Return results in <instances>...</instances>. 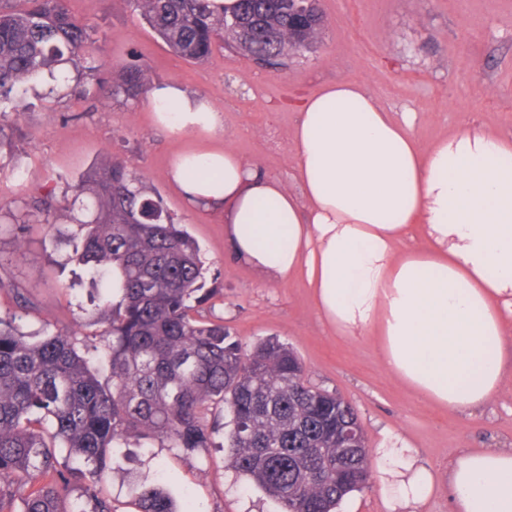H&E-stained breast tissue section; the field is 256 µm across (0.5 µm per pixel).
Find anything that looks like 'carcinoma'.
Here are the masks:
<instances>
[{"label":"carcinoma","instance_id":"carcinoma-1","mask_svg":"<svg viewBox=\"0 0 512 512\" xmlns=\"http://www.w3.org/2000/svg\"><path fill=\"white\" fill-rule=\"evenodd\" d=\"M174 53L205 60L234 44L251 59L277 65L307 51L324 28L319 7L302 29L288 20L289 0H239L231 18L210 0H126ZM68 0H0V134L29 91L84 93L92 28ZM72 63L76 75L59 66ZM154 85L144 64L123 66L92 94L137 101ZM88 200L89 219L67 262L90 286L112 288L94 311L101 341H78L45 323L26 334L33 309L16 287V309L0 313V512H113L106 486L119 472L137 512H181L160 485H146L112 448L155 441L167 448L227 451L231 467L275 499L281 512H334L371 477L365 434L352 405L308 385L302 363L276 337L249 351L222 322L198 319L203 289L197 242L119 158L107 157L70 186ZM107 363L112 385L98 376ZM224 433L218 443L215 436ZM21 500L22 509L14 508Z\"/></svg>","mask_w":512,"mask_h":512}]
</instances>
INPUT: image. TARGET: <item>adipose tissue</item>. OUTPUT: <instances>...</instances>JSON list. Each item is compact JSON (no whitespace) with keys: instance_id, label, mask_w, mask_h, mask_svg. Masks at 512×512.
<instances>
[{"instance_id":"obj_1","label":"adipose tissue","mask_w":512,"mask_h":512,"mask_svg":"<svg viewBox=\"0 0 512 512\" xmlns=\"http://www.w3.org/2000/svg\"><path fill=\"white\" fill-rule=\"evenodd\" d=\"M150 104L175 135L222 124L174 83ZM293 107L299 193L219 142L178 153L170 181L190 205L223 210L237 261L274 287L302 279L336 335L374 337L394 379L441 408L487 407L512 378V138L465 124L420 145L411 116L395 121L360 82ZM373 455L386 512H416L443 483L454 512H512V445L458 451L444 479L398 430Z\"/></svg>"}]
</instances>
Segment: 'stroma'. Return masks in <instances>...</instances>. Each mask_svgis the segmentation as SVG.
Listing matches in <instances>:
<instances>
[{
  "instance_id": "obj_1",
  "label": "stroma",
  "mask_w": 512,
  "mask_h": 512,
  "mask_svg": "<svg viewBox=\"0 0 512 512\" xmlns=\"http://www.w3.org/2000/svg\"><path fill=\"white\" fill-rule=\"evenodd\" d=\"M320 9V44L270 66L222 46L205 61H189L126 0H69L72 15L92 27L88 53L101 63L87 76V87L111 80L125 64L147 63L154 83L175 82L207 98L222 117L219 138L292 192V130L299 115L288 102L328 83L365 82L392 118L413 113L414 132L424 143L466 122L512 137V0H320ZM151 112L145 98H36L0 138V199L11 204L0 216V279L35 305L24 331L48 321L82 338L101 333L102 324L78 307L85 287L63 266L78 226L63 218L41 223L33 204L49 194L59 201L71 197L82 173L114 156L160 194L198 243L210 291L204 316L224 322L244 348L268 337L292 346L309 385L339 394L356 409L368 448H376L383 429H398L444 473L454 451L512 440V387L478 412L438 410L386 372L370 338L332 335L303 281L271 288L236 261L224 239L223 213L188 205L167 175L176 153L206 147L207 139L172 136ZM130 454L149 480L163 479L180 512L280 510L236 475L222 449L134 448Z\"/></svg>"
}]
</instances>
